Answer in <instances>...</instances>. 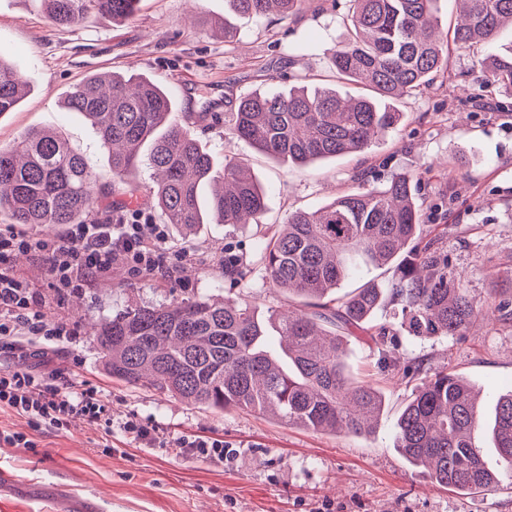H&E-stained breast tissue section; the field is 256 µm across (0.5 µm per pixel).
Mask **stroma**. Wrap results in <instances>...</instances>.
<instances>
[{
    "label": "stroma",
    "instance_id": "stroma-1",
    "mask_svg": "<svg viewBox=\"0 0 512 512\" xmlns=\"http://www.w3.org/2000/svg\"><path fill=\"white\" fill-rule=\"evenodd\" d=\"M228 21L236 29L230 43L223 35ZM349 26L348 0H305L297 14L260 19L230 16L225 0H141L134 21L117 25L93 12L70 28L49 23L38 0H0V53L30 87L22 104L0 118V145L28 129L60 128L91 168L108 171L94 130L60 102L88 74L132 70L164 86L176 112L215 104L191 132L216 161L246 160L267 192L260 223L202 224L187 238L169 230L162 246L169 258L190 250L200 259L185 275L133 279L118 265L60 300L48 294L37 258L15 257L17 273L47 293V318L78 324L76 336L58 346L53 366L98 391L112 429L77 420L66 432L37 435L33 451L0 445V472L24 479L31 491L64 485L98 496L101 512H512V478L503 477L496 490L466 494L433 484L400 456L395 422L415 384L382 369L365 338H349L348 362L357 379L377 384L385 405L370 434L353 436L253 411L199 407L113 380L91 334L92 324L128 306L194 296L242 297L262 312L287 308V295L269 288L254 265L273 226L293 211L324 206L355 188L360 176L379 185L406 173L425 230L436 234L480 313L465 336L422 337L388 299L370 326L388 327L403 362L461 374L492 416L499 396L512 389V322L493 314L500 300L495 279L512 272V98L482 82L476 52L450 47L444 75L398 100L400 125L363 152L285 166L229 131V101L256 91L303 82L357 95L358 87L337 81L331 64ZM227 253L252 268L233 288L224 280ZM132 418L154 429L153 447L130 442L122 426ZM193 435L223 440L232 459L220 464L183 453L180 441Z\"/></svg>",
    "mask_w": 512,
    "mask_h": 512
}]
</instances>
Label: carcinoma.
Listing matches in <instances>:
<instances>
[{
    "label": "carcinoma",
    "mask_w": 512,
    "mask_h": 512,
    "mask_svg": "<svg viewBox=\"0 0 512 512\" xmlns=\"http://www.w3.org/2000/svg\"><path fill=\"white\" fill-rule=\"evenodd\" d=\"M57 27L92 12L133 19L140 0H42ZM236 15L288 14L304 0H227ZM350 37L333 53L337 78L368 90L343 97L305 85L254 92L230 105V133L282 164L361 152L397 127L396 101L430 86L447 69L448 37L435 0H350ZM462 20L453 42L476 48L512 25V0H457ZM484 79L512 92V48L477 60ZM30 88L0 56V117ZM61 107L89 121L108 152L102 174L88 168L60 130L22 133L0 146V218L10 224H94L99 199L114 182L129 183L142 165L153 171L152 205L184 236L200 224H257L266 191L241 161L216 163L173 118L170 93L142 73L89 75ZM419 205L407 175L356 187L312 212H294L271 231L259 253L264 278L302 308L262 315L249 301L204 297L130 306L95 327L105 370L129 385H150L190 404L270 413L306 429L361 436L371 432L383 394L350 375L343 348L369 335L393 371L421 381L396 422L395 447L432 481L458 490H492L500 471L512 477V392L499 397L493 427L502 470L476 444L481 412L470 384L448 371L401 365L387 328L365 324L385 296L402 305L419 336L461 337L478 313L461 278L448 272L437 239L422 235ZM399 265L398 277L368 283L341 299L354 257Z\"/></svg>",
    "instance_id": "cac0c4a2"
}]
</instances>
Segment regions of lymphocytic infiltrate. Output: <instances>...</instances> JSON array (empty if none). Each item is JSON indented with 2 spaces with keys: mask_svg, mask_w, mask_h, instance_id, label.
I'll return each instance as SVG.
<instances>
[{
  "mask_svg": "<svg viewBox=\"0 0 512 512\" xmlns=\"http://www.w3.org/2000/svg\"><path fill=\"white\" fill-rule=\"evenodd\" d=\"M166 237L164 225L147 222L137 210L119 224L67 225L59 237L0 230V354L24 361L20 367H0V411L28 426L24 432L1 430V445L32 447L30 432L61 431L75 417L99 423L107 431L112 428V416L97 390L50 368L51 353L59 342L74 336L75 327L47 319L44 294L13 270V254L29 253L42 261L50 288L62 297L111 275L117 263L134 278L167 272L173 264L183 270L196 265L197 257L190 251L169 262L160 248Z\"/></svg>",
  "mask_w": 512,
  "mask_h": 512,
  "instance_id": "1",
  "label": "lymphocytic infiltrate"
}]
</instances>
